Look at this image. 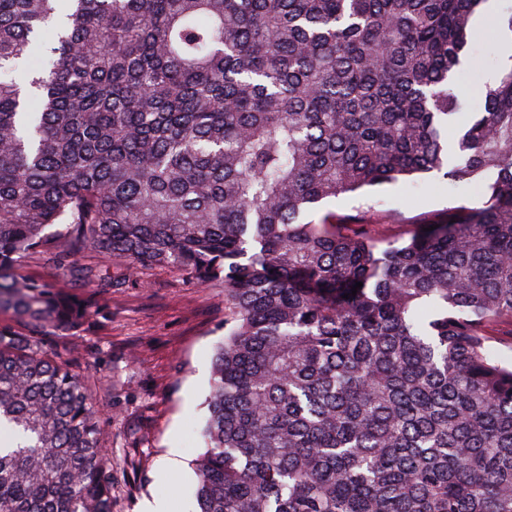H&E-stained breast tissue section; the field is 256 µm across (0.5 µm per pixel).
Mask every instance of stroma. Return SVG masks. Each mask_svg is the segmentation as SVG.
Returning a JSON list of instances; mask_svg holds the SVG:
<instances>
[{
	"mask_svg": "<svg viewBox=\"0 0 512 512\" xmlns=\"http://www.w3.org/2000/svg\"><path fill=\"white\" fill-rule=\"evenodd\" d=\"M475 184L454 185L426 177L371 188L366 198L349 194L324 200L320 212L346 214L374 205V230L385 240L407 241L427 214L477 198ZM107 335L57 336L50 352L84 376L102 415L112 469V512H141L153 498L169 512H192L193 462L201 442L191 432L203 416L212 359L224 336V290L202 287L168 267L126 271L125 283L104 298ZM177 476L161 470L169 459Z\"/></svg>",
	"mask_w": 512,
	"mask_h": 512,
	"instance_id": "stroma-1",
	"label": "stroma"
}]
</instances>
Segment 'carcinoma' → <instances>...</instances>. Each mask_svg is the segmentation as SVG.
Listing matches in <instances>:
<instances>
[{"mask_svg": "<svg viewBox=\"0 0 512 512\" xmlns=\"http://www.w3.org/2000/svg\"><path fill=\"white\" fill-rule=\"evenodd\" d=\"M482 2L0 0V512H112L46 351L107 330L96 254L224 288L195 512H512V57L448 148L467 50L512 34ZM438 174L493 181L400 245L305 220Z\"/></svg>", "mask_w": 512, "mask_h": 512, "instance_id": "cac0c4a2", "label": "carcinoma"}]
</instances>
